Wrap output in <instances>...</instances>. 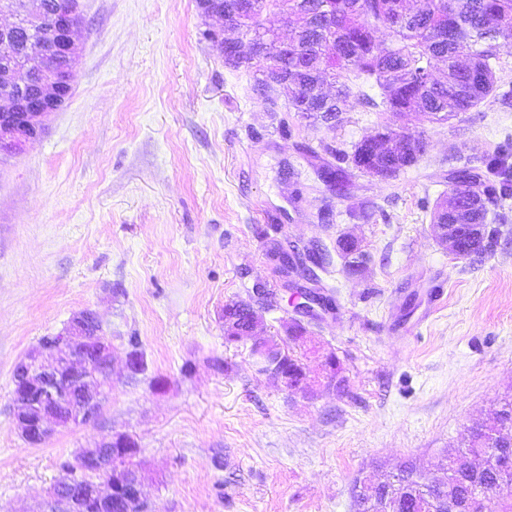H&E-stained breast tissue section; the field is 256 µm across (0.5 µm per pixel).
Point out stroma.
Segmentation results:
<instances>
[{
    "mask_svg": "<svg viewBox=\"0 0 512 512\" xmlns=\"http://www.w3.org/2000/svg\"><path fill=\"white\" fill-rule=\"evenodd\" d=\"M79 3L70 98L0 160V512H35L61 461L115 431L139 444L155 512H354L356 480L433 463L487 420L512 392V218L485 256L461 260L433 238L431 211L450 169L512 143V106L433 125L357 104L334 127L289 112L285 93L254 95V70L225 65L203 36L221 22L196 0ZM384 125L426 138L425 154L331 196L308 151L351 150ZM343 233L368 264L352 276L335 259V309L298 351L318 388L285 391L254 370L251 338L225 343L224 306L265 284V333L279 334L292 308L267 238L332 251ZM85 309L112 341V389L95 423L30 446L15 363ZM135 344L148 369L129 379ZM326 350L344 390L321 386Z\"/></svg>",
    "mask_w": 512,
    "mask_h": 512,
    "instance_id": "stroma-1",
    "label": "stroma"
}]
</instances>
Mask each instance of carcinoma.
Returning a JSON list of instances; mask_svg holds the SVG:
<instances>
[{"mask_svg": "<svg viewBox=\"0 0 512 512\" xmlns=\"http://www.w3.org/2000/svg\"><path fill=\"white\" fill-rule=\"evenodd\" d=\"M256 12L246 17L237 33L251 40L259 30L273 34L260 20L264 0H256ZM288 13L296 16L289 38L293 48L281 55L270 42L266 64L288 77V111L315 121L326 114L347 111L353 97L375 112L393 117L439 112L444 123L465 112H476L489 99L506 104L512 99L500 92L496 70L501 52L512 48V0H288ZM381 30L390 41L378 39ZM442 77L432 78V71ZM338 165L326 163L321 177L336 183L344 193L349 170L363 173L362 165L391 167L392 155L366 154L330 148ZM348 163L351 169L342 167ZM448 223L442 229L453 234L455 224H476L474 234L459 241L472 260L485 254L496 241L498 229L490 224L500 218L512 199V166L500 154L483 156V168L467 164L448 174ZM467 186L474 200L470 209L457 210L453 193ZM311 335L309 324H295L290 334L273 336L268 350L280 356L279 368L297 387L306 378L302 360L290 351ZM493 448H512V395L502 398L493 416L467 429L456 444L444 449L438 469L443 477L429 481L414 462L380 481L381 487L397 483L404 493L396 512H430L436 500L458 502L474 497L493 499V512H512V494H497L512 460L480 467L479 457ZM355 512H383L382 494L354 500Z\"/></svg>", "mask_w": 512, "mask_h": 512, "instance_id": "cac0c4a2", "label": "carcinoma"}]
</instances>
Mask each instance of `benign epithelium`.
Returning a JSON list of instances; mask_svg holds the SVG:
<instances>
[{
    "mask_svg": "<svg viewBox=\"0 0 512 512\" xmlns=\"http://www.w3.org/2000/svg\"><path fill=\"white\" fill-rule=\"evenodd\" d=\"M13 15L15 20L0 25V47L9 48L19 22L31 30L45 34L36 49L35 59L11 61L0 69V83L24 87L34 85L33 95L25 92L3 97L0 106V160L21 154L26 145L39 138L51 114L64 104L63 90L72 87L78 64L74 32L83 17L70 0H57L51 9L40 0H26L23 11L14 13V0H0V16ZM268 40L262 37L243 45L236 38H224V59L244 56L252 62L265 58ZM375 150L395 151V140L378 132L365 139ZM270 297L266 288L253 291L254 322L243 336L260 337L261 309ZM96 316L83 311L72 317L62 333L51 337L27 352L15 364L11 402L16 425L24 441L32 446L46 443L58 428L71 423L89 424L97 420L110 383L92 371L94 359L103 356L107 373H112V344L95 330ZM112 449V455L79 451L74 456L75 471L95 475L108 469L112 478L94 481L83 491L70 479L58 481L44 501V512H112L116 495L127 499L146 498L141 470L118 467L114 457L136 454L139 445L127 433H113L99 443Z\"/></svg>",
    "mask_w": 512,
    "mask_h": 512,
    "instance_id": "7a95c632",
    "label": "benign epithelium"
}]
</instances>
